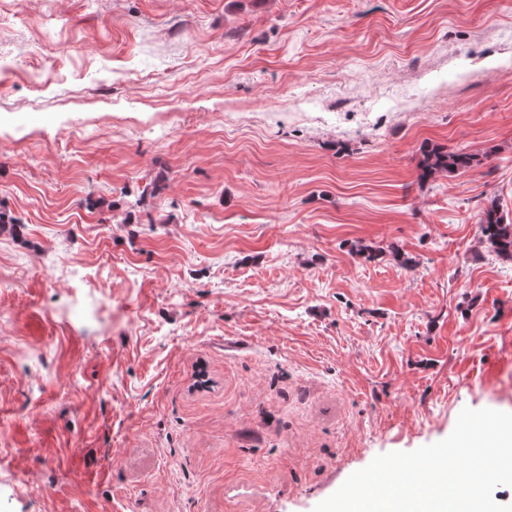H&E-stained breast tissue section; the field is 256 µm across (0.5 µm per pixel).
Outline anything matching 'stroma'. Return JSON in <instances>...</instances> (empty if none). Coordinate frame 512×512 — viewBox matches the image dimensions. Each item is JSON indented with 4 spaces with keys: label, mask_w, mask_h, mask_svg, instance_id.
Returning a JSON list of instances; mask_svg holds the SVG:
<instances>
[{
    "label": "stroma",
    "mask_w": 512,
    "mask_h": 512,
    "mask_svg": "<svg viewBox=\"0 0 512 512\" xmlns=\"http://www.w3.org/2000/svg\"><path fill=\"white\" fill-rule=\"evenodd\" d=\"M493 203L512 0H0V512H313L512 412ZM487 157L488 152L479 154L464 149L450 152L437 145L423 146L419 162V180L424 182L444 172H465L475 165H479L483 158Z\"/></svg>",
    "instance_id": "1"
}]
</instances>
